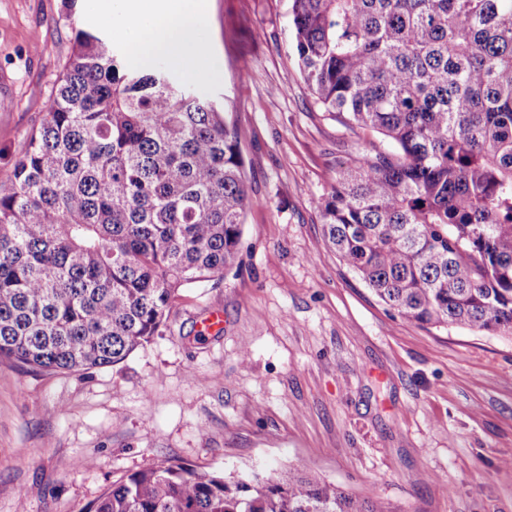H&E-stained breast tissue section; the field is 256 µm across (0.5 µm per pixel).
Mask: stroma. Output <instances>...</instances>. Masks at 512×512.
Wrapping results in <instances>:
<instances>
[{
	"instance_id": "stroma-1",
	"label": "stroma",
	"mask_w": 512,
	"mask_h": 512,
	"mask_svg": "<svg viewBox=\"0 0 512 512\" xmlns=\"http://www.w3.org/2000/svg\"><path fill=\"white\" fill-rule=\"evenodd\" d=\"M214 74L248 186L237 267L183 289L166 329L82 373L0 362V512H87L149 463L235 478L295 468L395 512H512V335L395 316L328 246L316 200L378 135L314 106L291 0H205ZM89 0H0V183ZM223 322L208 326L210 313Z\"/></svg>"
}]
</instances>
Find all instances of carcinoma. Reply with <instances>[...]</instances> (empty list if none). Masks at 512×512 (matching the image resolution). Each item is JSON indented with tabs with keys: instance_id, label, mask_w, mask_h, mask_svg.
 <instances>
[{
	"instance_id": "obj_1",
	"label": "carcinoma",
	"mask_w": 512,
	"mask_h": 512,
	"mask_svg": "<svg viewBox=\"0 0 512 512\" xmlns=\"http://www.w3.org/2000/svg\"><path fill=\"white\" fill-rule=\"evenodd\" d=\"M303 83L384 149L316 202L394 314L512 335V0H292ZM247 186L224 108L78 29L0 183V361L116 366L180 292L236 263ZM88 512H393L294 469L235 480L147 464Z\"/></svg>"
}]
</instances>
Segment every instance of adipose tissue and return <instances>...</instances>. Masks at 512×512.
<instances>
[{
	"label": "adipose tissue",
	"mask_w": 512,
	"mask_h": 512,
	"mask_svg": "<svg viewBox=\"0 0 512 512\" xmlns=\"http://www.w3.org/2000/svg\"><path fill=\"white\" fill-rule=\"evenodd\" d=\"M118 6L129 19L121 36L135 62L163 57L194 78L212 73L198 0H92L93 10L103 15Z\"/></svg>",
	"instance_id": "adipose-tissue-1"
}]
</instances>
